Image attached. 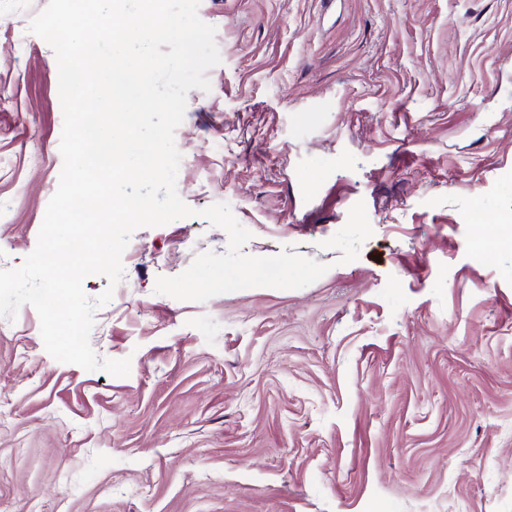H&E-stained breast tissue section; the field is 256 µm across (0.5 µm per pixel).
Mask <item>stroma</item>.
<instances>
[{"instance_id":"35a3bbf8","label":"stroma","mask_w":512,"mask_h":512,"mask_svg":"<svg viewBox=\"0 0 512 512\" xmlns=\"http://www.w3.org/2000/svg\"><path fill=\"white\" fill-rule=\"evenodd\" d=\"M48 0H0V270L59 185ZM221 62L175 145L191 208L231 193L245 254L328 264L298 290L155 293L228 235L136 230L99 358L0 316V512H512V0H200ZM364 202L358 258L324 248Z\"/></svg>"}]
</instances>
